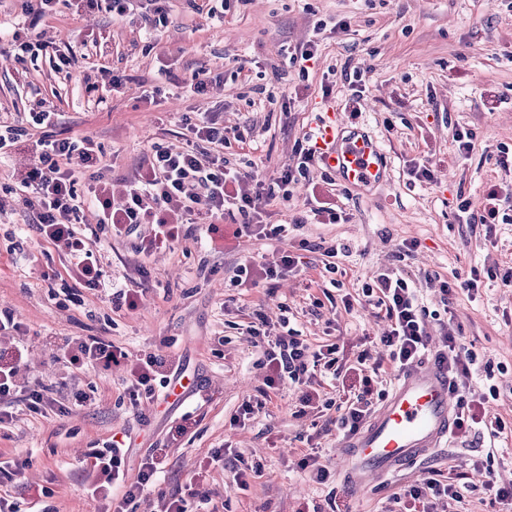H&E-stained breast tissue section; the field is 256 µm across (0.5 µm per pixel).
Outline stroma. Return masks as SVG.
<instances>
[{
  "mask_svg": "<svg viewBox=\"0 0 512 512\" xmlns=\"http://www.w3.org/2000/svg\"><path fill=\"white\" fill-rule=\"evenodd\" d=\"M160 5L166 21L158 26L145 21L140 7L124 21L97 10L43 18L35 34L46 52L22 63L11 49H0V116L21 120L38 100L51 102L61 114L55 135L93 137L112 155L108 178L117 204L151 143L183 150L187 123L199 112L223 124L226 159L254 162L269 180L297 163L298 141L332 115L375 136L390 173L359 187L326 180L315 167L290 185L288 201L272 200L264 220L280 224L304 214L311 193L332 188L348 217L293 231L286 247L302 251L305 265L272 285L230 283L238 264L276 260L283 246L259 236H229L213 251L199 242L204 225L193 224L188 238L155 252L143 270L132 241L103 244L106 281L142 290L133 310L115 308L106 292L86 288L79 301H67L64 257L28 229L26 207L13 202L0 213V312L21 325L9 342L23 352L22 385L51 386L58 408L35 414L24 393L15 395L13 422L0 431V458L21 456L28 463L17 479L0 484V495L22 512L36 504L54 512H112L111 499L86 492L87 453L125 433L132 438L127 478L136 477L148 451L164 460L158 486L144 492L135 512H160L164 494L186 497L196 512L198 502L188 495L195 482L217 512H380L388 496L430 469L461 475L458 512H512V500L493 499L497 489L512 487L511 438L498 448L473 436L450 439L398 474L353 491L336 460L342 440L336 410L324 405L354 394L358 377L350 371L324 378L308 411H301L298 391L285 386L245 424H231L243 400L266 387L264 357L246 333L253 311L261 310L273 327L289 316L311 344L336 341L344 364L387 328L362 294L384 271L418 289L432 339L452 333L490 363L491 375L460 384L476 398L496 386L492 412L512 423V288L499 279L512 268V223L468 224L457 210L461 201L479 203L494 189L502 212L512 216V169L501 165L512 160V0H226L220 22L188 0ZM311 40L318 43L317 58L302 73L287 53ZM83 43L87 53L56 67V50ZM198 70L207 73L208 91L185 93L183 80ZM108 71L123 83L99 105L86 87L103 82ZM352 97L355 115L346 107ZM464 129L473 135L466 155L455 137ZM424 160L432 181L409 183L407 165ZM412 241L417 249L405 252ZM331 245L340 249L334 275L323 264ZM474 267L483 273L478 289L461 290L460 278ZM333 277L339 287H330ZM443 281L449 293H441ZM90 335L134 358L172 355L197 387L171 405L134 401L125 367L72 372L52 361L50 342ZM80 390L91 392L90 405L72 406ZM182 423L188 427L183 435L176 431ZM311 442L330 473L322 484L297 465ZM219 449L223 465L210 464ZM241 459L261 467L244 489L233 480ZM46 489L51 497H43Z\"/></svg>",
  "mask_w": 512,
  "mask_h": 512,
  "instance_id": "1",
  "label": "stroma"
}]
</instances>
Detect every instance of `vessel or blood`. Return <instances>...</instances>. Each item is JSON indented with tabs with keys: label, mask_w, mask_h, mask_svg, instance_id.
Instances as JSON below:
<instances>
[{
	"label": "vessel or blood",
	"mask_w": 512,
	"mask_h": 512,
	"mask_svg": "<svg viewBox=\"0 0 512 512\" xmlns=\"http://www.w3.org/2000/svg\"><path fill=\"white\" fill-rule=\"evenodd\" d=\"M321 143L324 167L345 183L372 185L384 180L387 157L368 133H346L331 124L324 128ZM453 405L444 367L426 360L401 370L368 424L341 445L339 457L351 485L365 489L440 447L453 421Z\"/></svg>",
	"instance_id": "1"
}]
</instances>
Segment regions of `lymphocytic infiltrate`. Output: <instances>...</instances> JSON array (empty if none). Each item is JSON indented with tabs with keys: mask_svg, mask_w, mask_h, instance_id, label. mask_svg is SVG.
I'll list each match as a JSON object with an SVG mask.
<instances>
[{
	"mask_svg": "<svg viewBox=\"0 0 512 512\" xmlns=\"http://www.w3.org/2000/svg\"><path fill=\"white\" fill-rule=\"evenodd\" d=\"M130 2L37 0L36 7L28 11V25L36 27L45 16L62 8L75 14L87 9H104L121 17L129 11ZM57 123V112L43 100L38 101L36 111L30 112L27 125L0 119V161L9 156L29 128L42 129V137L35 142L39 165L18 181L13 189L14 198L31 212L39 236L66 256L75 282L92 290L105 285L100 245L106 238L134 241L136 252L146 258L160 248L173 246L181 238L184 226L200 218L207 221L205 244L217 247L224 239L222 220L226 213L233 211L240 217L234 236L255 232L282 245L287 242L290 230L308 221L336 224L344 216L335 200L317 198L307 215L283 224L264 223V201L288 199L289 184L297 177L308 176L311 166L318 163L316 145L298 146V165L284 167L268 183L256 173L241 171L225 159L224 128L208 112L199 113L192 126L195 138L185 150L175 153L161 143L151 144L146 169L127 183L124 202L116 208L112 205V185L101 168V148L88 136L50 135V128ZM76 159L91 171V181L83 190L79 189L71 167ZM89 207L98 212L92 228L82 226L80 218ZM363 294L369 305L384 312L390 323L388 331L379 338L389 354L384 363L372 361L366 350L357 355L354 368L360 373L359 391L336 406V428L345 436L361 429L373 409L375 374L386 366L399 371L421 362L429 350L427 309L404 278L381 273L374 283L365 284ZM248 334L253 346L262 350L271 374L267 391L243 402L241 416L247 418L264 409L271 390L285 384L300 390L299 401L303 406H312L314 395L309 386L315 377V367L320 363L333 367L338 344L333 342L315 349L300 338L296 329L272 333L261 313L255 315ZM51 355L55 361L76 370L100 371L128 365L132 392L152 400H166L172 380L182 374L179 365L168 355L148 353L134 360L125 350L99 336L78 337L54 345ZM478 429L494 440L505 433L506 424L492 416L487 402L468 400L463 391H456L455 435L465 437ZM89 456L92 481L88 491L106 497L119 493L114 512H128L130 505L155 484L163 466L161 458L150 456L144 460L136 479L127 480L123 444L118 440L91 449ZM443 499L458 502L462 495L453 485L441 484L432 477L392 496L393 503L407 502V512H437V503Z\"/></svg>",
	"mask_w": 512,
	"mask_h": 512,
	"instance_id": "obj_1",
	"label": "lymphocytic infiltrate"
}]
</instances>
